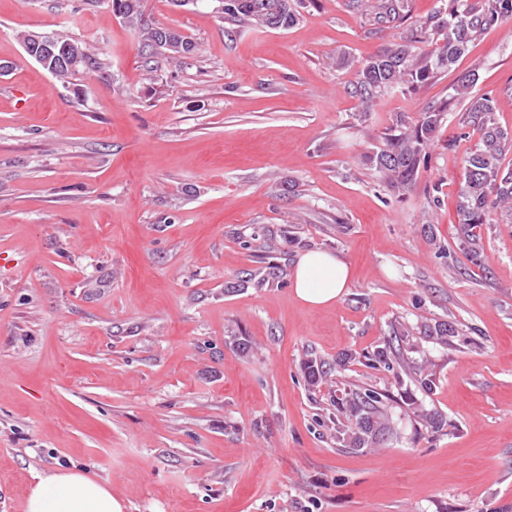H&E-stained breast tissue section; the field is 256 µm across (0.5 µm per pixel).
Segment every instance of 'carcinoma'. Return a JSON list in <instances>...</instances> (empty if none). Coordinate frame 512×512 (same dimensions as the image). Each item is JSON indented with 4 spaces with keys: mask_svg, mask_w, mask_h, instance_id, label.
<instances>
[{
    "mask_svg": "<svg viewBox=\"0 0 512 512\" xmlns=\"http://www.w3.org/2000/svg\"><path fill=\"white\" fill-rule=\"evenodd\" d=\"M224 15V37L233 40L240 28L286 30L295 25L301 8L315 0H217ZM373 16L379 31L400 25L409 11L408 0H351ZM112 10L139 36V53L148 71L159 63L178 62L195 52L190 38L145 19L140 0H112ZM512 20V0H448L425 21L410 26L398 42L382 46L369 55L357 70L353 94L359 111L371 114L380 98L398 89H419L456 65L471 45L490 27ZM39 33L20 34L24 51L58 81L81 71H98L101 63L82 44L51 32L50 43L38 40ZM474 75H461L452 92L424 103L416 118L398 114L385 128L380 145L363 156L366 166L389 192L400 197L413 192L421 163L442 135L448 113L461 106L462 124L474 127L479 140L463 158L464 179L456 202L458 239L471 262L485 265L481 246L483 226L490 214L500 211L512 218V169L503 160L512 154V128L500 124L495 100L473 91ZM420 332L448 343L453 327L448 322L423 324ZM307 381L316 386L332 370L326 362L309 356L303 362ZM389 426L387 396L372 390L345 391L336 401V437L349 448H368Z\"/></svg>",
    "mask_w": 512,
    "mask_h": 512,
    "instance_id": "carcinoma-1",
    "label": "carcinoma"
}]
</instances>
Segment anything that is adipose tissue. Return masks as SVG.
Returning <instances> with one entry per match:
<instances>
[{"label":"adipose tissue","mask_w":512,"mask_h":512,"mask_svg":"<svg viewBox=\"0 0 512 512\" xmlns=\"http://www.w3.org/2000/svg\"><path fill=\"white\" fill-rule=\"evenodd\" d=\"M351 267L326 251L303 253L295 267L296 298L311 308L338 300L350 285ZM124 504L111 487L85 471H67L38 479L21 512H123Z\"/></svg>","instance_id":"adipose-tissue-1"}]
</instances>
